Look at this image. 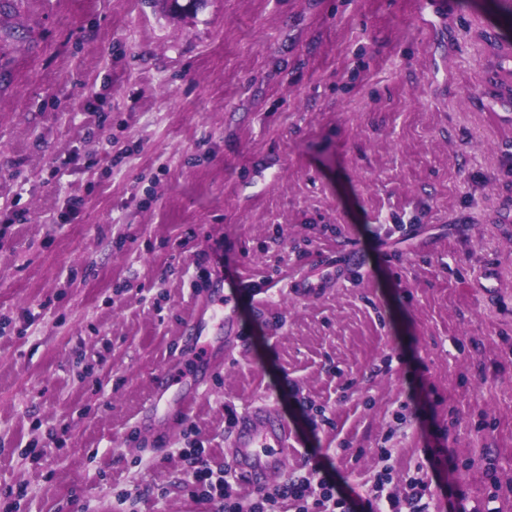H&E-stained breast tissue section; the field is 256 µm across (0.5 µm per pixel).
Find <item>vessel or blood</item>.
Segmentation results:
<instances>
[{"label": "vessel or blood", "mask_w": 512, "mask_h": 512, "mask_svg": "<svg viewBox=\"0 0 512 512\" xmlns=\"http://www.w3.org/2000/svg\"><path fill=\"white\" fill-rule=\"evenodd\" d=\"M356 266L357 261L352 257L319 259L290 280V292L298 298L326 294L339 287ZM211 323L222 328L225 336L234 334L235 321L228 300L217 297L201 304L188 323L186 333L193 340H200L204 328ZM217 359L215 347L208 344L197 373L190 379L178 383L169 371H161L154 381L153 398L145 411L148 421L183 414L206 391ZM289 439L288 422L275 407L263 402L251 405L238 418L232 434L231 460L238 474L256 486L277 479L283 470Z\"/></svg>", "instance_id": "b4317fda"}]
</instances>
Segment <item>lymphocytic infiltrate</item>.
<instances>
[{
	"instance_id": "1",
	"label": "lymphocytic infiltrate",
	"mask_w": 512,
	"mask_h": 512,
	"mask_svg": "<svg viewBox=\"0 0 512 512\" xmlns=\"http://www.w3.org/2000/svg\"><path fill=\"white\" fill-rule=\"evenodd\" d=\"M180 457L190 468L188 486L193 496L215 503L219 512H276L282 501H291L295 512H430L433 497L430 477L450 473L448 451L435 444L426 449L424 461L408 473L403 493L390 491L389 469H382L367 497L351 499L328 479L312 482L309 474L293 473L275 490L260 487L249 505L240 501L239 478L232 466L211 464L202 448H183Z\"/></svg>"
}]
</instances>
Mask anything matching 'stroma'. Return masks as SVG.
<instances>
[{"mask_svg":"<svg viewBox=\"0 0 512 512\" xmlns=\"http://www.w3.org/2000/svg\"><path fill=\"white\" fill-rule=\"evenodd\" d=\"M16 21L0 512H215L175 451L228 462L229 418L258 402L293 430L286 473L364 497L378 446L398 483L438 441L468 505L512 512V56H489L512 49V0H19ZM346 250L343 286L290 295ZM228 274L232 348L153 435V379L192 369L185 323Z\"/></svg>","mask_w":512,"mask_h":512,"instance_id":"35a3bbf8","label":"stroma"}]
</instances>
